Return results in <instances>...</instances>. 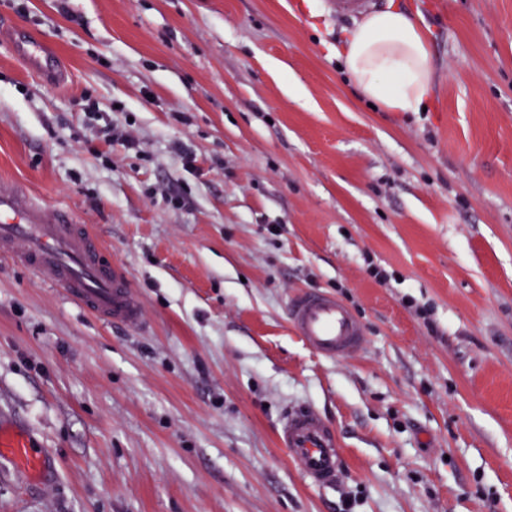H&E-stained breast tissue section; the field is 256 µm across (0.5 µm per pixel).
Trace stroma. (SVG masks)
Returning <instances> with one entry per match:
<instances>
[{"label": "stroma", "mask_w": 512, "mask_h": 512, "mask_svg": "<svg viewBox=\"0 0 512 512\" xmlns=\"http://www.w3.org/2000/svg\"><path fill=\"white\" fill-rule=\"evenodd\" d=\"M398 2L424 112L361 96L326 0H0L68 72L0 44V183L74 211L144 309L102 322L0 254V422L50 464L0 459V512H512V0ZM303 290L359 317L357 355L297 336ZM301 406L335 486L277 443ZM9 43L15 57L43 83L56 87L68 74L56 50L37 40L27 29L15 26L9 31ZM278 440L311 486H332L340 480L342 459L336 434L316 410L302 408L285 415Z\"/></svg>", "instance_id": "35a3bbf8"}]
</instances>
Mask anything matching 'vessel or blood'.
<instances>
[{
	"label": "vessel or blood",
	"instance_id": "vessel-or-blood-1",
	"mask_svg": "<svg viewBox=\"0 0 512 512\" xmlns=\"http://www.w3.org/2000/svg\"><path fill=\"white\" fill-rule=\"evenodd\" d=\"M9 43L15 57L43 83L56 87L67 80L56 50L27 29L11 28ZM0 253L61 286L71 301L101 321L135 328L144 322L142 301L126 269L70 210L49 206L20 186H0ZM289 316L297 335L324 358H349L363 347L362 323L330 294L304 291L293 296ZM278 440L311 486H332L340 480L336 434L316 410L302 408L285 415ZM0 456L31 476L46 466L43 452L22 432L0 433Z\"/></svg>",
	"mask_w": 512,
	"mask_h": 512
}]
</instances>
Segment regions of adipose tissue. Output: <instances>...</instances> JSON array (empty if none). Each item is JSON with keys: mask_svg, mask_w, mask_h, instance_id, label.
Returning <instances> with one entry per match:
<instances>
[{"mask_svg": "<svg viewBox=\"0 0 512 512\" xmlns=\"http://www.w3.org/2000/svg\"><path fill=\"white\" fill-rule=\"evenodd\" d=\"M341 50L357 89L383 111H419L433 94L428 39L398 5L364 17Z\"/></svg>", "mask_w": 512, "mask_h": 512, "instance_id": "1", "label": "adipose tissue"}]
</instances>
